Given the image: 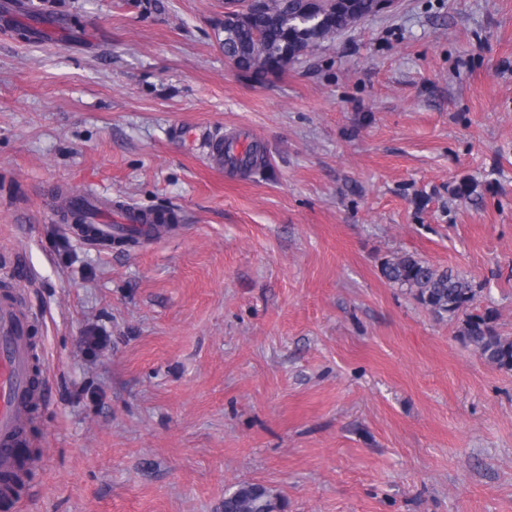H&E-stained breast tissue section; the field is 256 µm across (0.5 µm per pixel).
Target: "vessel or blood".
Returning <instances> with one entry per match:
<instances>
[{
	"label": "vessel or blood",
	"mask_w": 512,
	"mask_h": 512,
	"mask_svg": "<svg viewBox=\"0 0 512 512\" xmlns=\"http://www.w3.org/2000/svg\"><path fill=\"white\" fill-rule=\"evenodd\" d=\"M29 314L0 299V469H12L15 450L29 439L31 408L41 397L32 380Z\"/></svg>",
	"instance_id": "vessel-or-blood-1"
}]
</instances>
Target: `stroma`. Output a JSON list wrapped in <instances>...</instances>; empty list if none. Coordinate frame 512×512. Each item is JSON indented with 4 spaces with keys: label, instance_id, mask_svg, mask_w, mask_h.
I'll list each match as a JSON object with an SVG mask.
<instances>
[{
    "label": "stroma",
    "instance_id": "1",
    "mask_svg": "<svg viewBox=\"0 0 512 512\" xmlns=\"http://www.w3.org/2000/svg\"><path fill=\"white\" fill-rule=\"evenodd\" d=\"M37 2L82 33L0 26V295L45 371L0 512H222L244 482L283 512H512V373L380 273L464 271L512 335V0H399L262 78L224 58L228 0ZM89 186L179 220L87 245L59 195ZM18 466L10 472L0 474V498L9 501L19 495L24 487V476H27L26 462H18Z\"/></svg>",
    "mask_w": 512,
    "mask_h": 512
}]
</instances>
